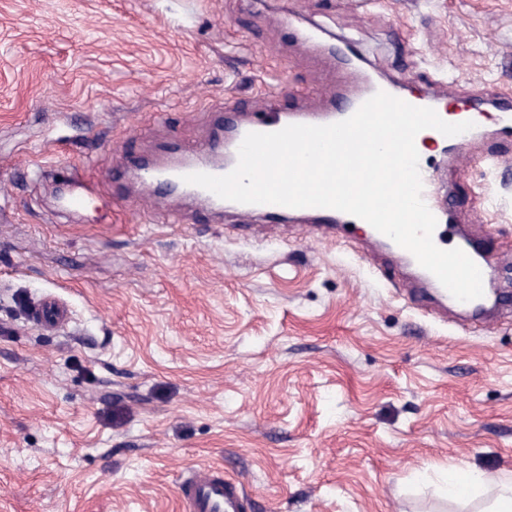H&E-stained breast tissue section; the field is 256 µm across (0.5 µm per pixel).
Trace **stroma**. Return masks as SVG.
Returning <instances> with one entry per match:
<instances>
[{"label":"stroma","mask_w":512,"mask_h":512,"mask_svg":"<svg viewBox=\"0 0 512 512\" xmlns=\"http://www.w3.org/2000/svg\"><path fill=\"white\" fill-rule=\"evenodd\" d=\"M0 0V512H181L210 465L250 512H483L448 500L449 463L512 477V318L473 333L420 313L374 265L381 248L304 222L237 223L182 198L179 223L108 180L130 154L205 143L224 103L270 90L322 105L313 23L410 90L447 103L512 95V0ZM512 157L482 123L459 224L512 293ZM98 186L65 211L59 184ZM68 310L56 327L32 312Z\"/></svg>","instance_id":"35a3bbf8"}]
</instances>
